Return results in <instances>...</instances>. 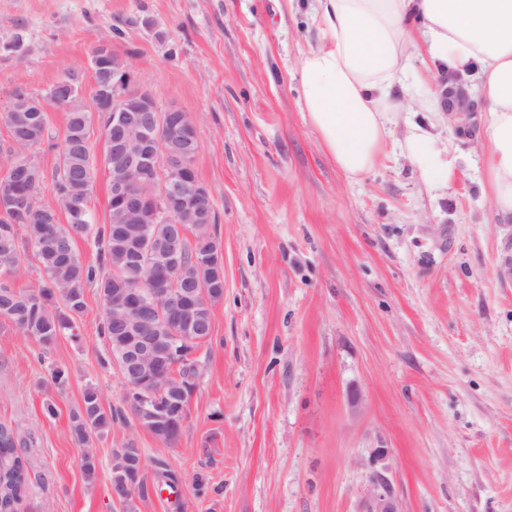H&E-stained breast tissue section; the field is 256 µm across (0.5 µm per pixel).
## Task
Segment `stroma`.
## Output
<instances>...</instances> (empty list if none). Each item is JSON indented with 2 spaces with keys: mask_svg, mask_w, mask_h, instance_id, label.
<instances>
[{
  "mask_svg": "<svg viewBox=\"0 0 512 512\" xmlns=\"http://www.w3.org/2000/svg\"><path fill=\"white\" fill-rule=\"evenodd\" d=\"M313 6L0 0V40L26 45L0 51V101L17 86L42 94L108 38L134 87L191 113L224 257L213 336L168 446L131 416L88 444L71 437L87 387L123 405L97 288L46 350L0 318V423L24 443L26 512H119L112 453L129 441L178 477L138 512H367L377 471L399 512H512V221L482 190V116L463 138L446 112L413 107L381 162L347 179L299 106ZM412 122L445 146L449 187L403 150Z\"/></svg>",
  "mask_w": 512,
  "mask_h": 512,
  "instance_id": "stroma-1",
  "label": "stroma"
}]
</instances>
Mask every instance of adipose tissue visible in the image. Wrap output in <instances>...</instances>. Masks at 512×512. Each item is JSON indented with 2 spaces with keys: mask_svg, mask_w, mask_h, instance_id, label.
Instances as JSON below:
<instances>
[{
  "mask_svg": "<svg viewBox=\"0 0 512 512\" xmlns=\"http://www.w3.org/2000/svg\"><path fill=\"white\" fill-rule=\"evenodd\" d=\"M319 42L298 72L301 110L350 179L380 161L406 104L396 91L425 43L449 73L475 77L487 147L483 190L512 217V0H316ZM405 150L432 186L453 178L444 148L411 124Z\"/></svg>",
  "mask_w": 512,
  "mask_h": 512,
  "instance_id": "ef3b65f1",
  "label": "adipose tissue"
}]
</instances>
